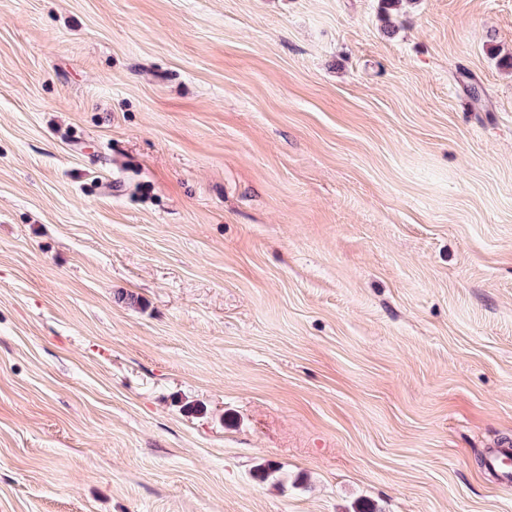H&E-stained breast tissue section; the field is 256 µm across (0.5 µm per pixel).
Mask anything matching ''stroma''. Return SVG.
<instances>
[{
  "instance_id": "35a3bbf8",
  "label": "stroma",
  "mask_w": 512,
  "mask_h": 512,
  "mask_svg": "<svg viewBox=\"0 0 512 512\" xmlns=\"http://www.w3.org/2000/svg\"><path fill=\"white\" fill-rule=\"evenodd\" d=\"M512 0H0V512H512Z\"/></svg>"
}]
</instances>
